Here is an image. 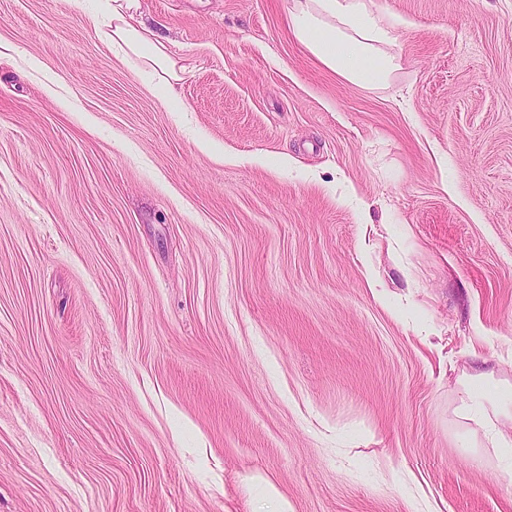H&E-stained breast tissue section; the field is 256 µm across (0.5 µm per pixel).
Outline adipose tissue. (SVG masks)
I'll return each mask as SVG.
<instances>
[{
	"label": "adipose tissue",
	"mask_w": 512,
	"mask_h": 512,
	"mask_svg": "<svg viewBox=\"0 0 512 512\" xmlns=\"http://www.w3.org/2000/svg\"><path fill=\"white\" fill-rule=\"evenodd\" d=\"M99 37L125 48L151 70L167 71L170 59L162 43L151 40L133 22L138 0H100ZM296 40L325 68L358 86H380L399 67L387 53L390 27L373 9L372 0H293L288 15ZM485 373L458 380L459 408L491 445L499 466L512 469V437L500 428L512 420V390H489Z\"/></svg>",
	"instance_id": "adipose-tissue-1"
}]
</instances>
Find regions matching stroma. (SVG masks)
<instances>
[{"mask_svg": "<svg viewBox=\"0 0 512 512\" xmlns=\"http://www.w3.org/2000/svg\"><path fill=\"white\" fill-rule=\"evenodd\" d=\"M355 86L292 0H0V512H512V0H374ZM103 20L96 21L95 27L98 36L114 45L125 48L127 55L134 56L141 61L143 66L165 73L167 79L162 80L156 90L167 98L174 97L172 80H178L177 75L167 73L170 59L167 56L164 45L151 40L146 32L137 28L130 20L133 19L132 10L138 6V0H99ZM168 75V76H167ZM492 373L463 374L458 379L459 409L474 423L491 445L498 465L512 469V437L503 433L500 423L512 422V391L510 388L491 391L487 388Z\"/></svg>", "mask_w": 512, "mask_h": 512, "instance_id": "stroma-1", "label": "stroma"}]
</instances>
